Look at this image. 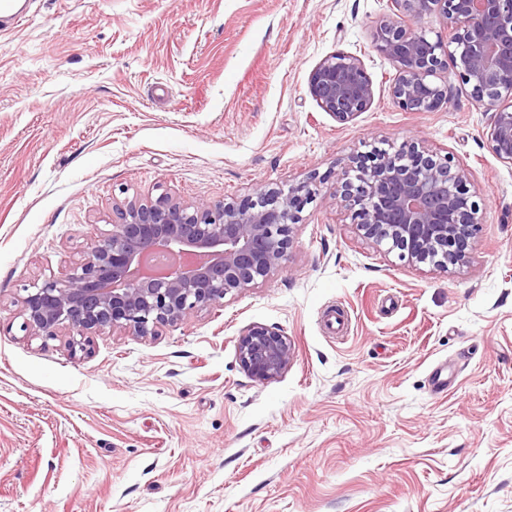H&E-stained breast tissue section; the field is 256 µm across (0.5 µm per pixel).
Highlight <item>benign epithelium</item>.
<instances>
[{
	"instance_id": "7a95c632",
	"label": "benign epithelium",
	"mask_w": 512,
	"mask_h": 512,
	"mask_svg": "<svg viewBox=\"0 0 512 512\" xmlns=\"http://www.w3.org/2000/svg\"><path fill=\"white\" fill-rule=\"evenodd\" d=\"M394 3L397 17L381 21L374 33L378 51L398 68L393 99L412 112L433 111L447 88L431 77L445 58L452 59L473 98L493 112L487 135L492 151L512 164V112L497 110L500 99L512 98V0ZM431 16L448 27V43L405 23ZM309 91L341 122L374 98L366 68L347 53L322 59L310 73ZM316 191L312 177L286 190L260 188L239 203H187L167 193L114 202L112 231L63 275L21 299L22 326L41 336L68 329L71 348L82 349L92 333L129 330L146 337L183 323L282 267L300 212ZM336 196L354 210L365 238L387 244L412 265L428 262L445 272L466 263L481 225L464 172L418 137L392 154L375 149L352 159ZM148 252L170 253L179 261L161 277H143ZM237 349L243 370L258 381L280 377L294 358L281 330L258 324L242 330Z\"/></svg>"
}]
</instances>
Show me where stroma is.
<instances>
[{
    "label": "stroma",
    "instance_id": "1",
    "mask_svg": "<svg viewBox=\"0 0 512 512\" xmlns=\"http://www.w3.org/2000/svg\"><path fill=\"white\" fill-rule=\"evenodd\" d=\"M0 30V512H512V164L452 67L409 112L373 31L392 0H25ZM356 55L371 106L309 92ZM426 140L482 224L467 266H413L334 197L351 157ZM318 176L285 266L157 335L33 336L20 300L112 230V202L240 200ZM280 329L281 377L241 331ZM446 364L452 384L433 394ZM309 91L324 111L341 122L366 110L374 98L366 68L357 56L347 53L322 59L310 73ZM237 349L243 370L258 381L280 377L294 358V348L281 330L258 324L242 330Z\"/></svg>",
    "mask_w": 512,
    "mask_h": 512
}]
</instances>
